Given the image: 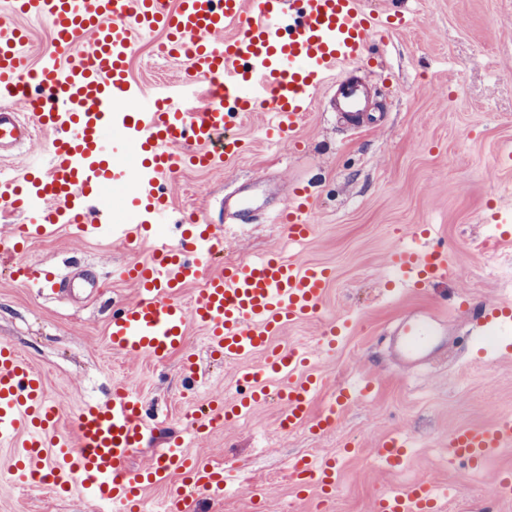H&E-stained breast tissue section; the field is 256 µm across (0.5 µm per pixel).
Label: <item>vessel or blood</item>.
<instances>
[{
    "instance_id": "b4317fda",
    "label": "vessel or blood",
    "mask_w": 512,
    "mask_h": 512,
    "mask_svg": "<svg viewBox=\"0 0 512 512\" xmlns=\"http://www.w3.org/2000/svg\"><path fill=\"white\" fill-rule=\"evenodd\" d=\"M11 14L46 21L52 42L29 64L25 28L0 21V160L15 149L48 137L47 162H33L18 176L0 174V210L20 217L9 247L21 254L27 242L63 222L76 236L115 239L132 245L152 226L168 223L170 202L161 184L184 162L216 168L238 157L241 141L228 135L231 112L271 113V139L292 137L315 103L353 124L370 118L367 85L355 71L378 24L361 0H8ZM162 33L172 57L185 59V84L205 101L188 111L182 94L149 97L129 73L141 34ZM261 205L258 181L225 195L221 208L244 219ZM309 194H287L278 216L297 241L312 230ZM224 244L220 226L199 233L182 229L174 240L157 238L151 261L126 266L138 288L133 301L113 312L107 325L112 350L166 362L184 346L189 323L201 325L212 353L236 364L240 396L215 401L212 411L231 420L247 414L279 377L280 426L292 431L314 422L334 429L355 398L338 388L317 420L310 401L320 378L303 374V351L271 341L293 323L319 318L331 282L328 268L269 254L213 270ZM398 276L433 283L448 270V254L423 247L400 252ZM20 282L39 280L56 289L53 272L11 263ZM200 291L191 303L178 294L190 284ZM482 335L512 328V308L496 306L479 317ZM437 315L402 317L391 331L394 353L408 367L435 360L448 347ZM264 353L257 368L250 359ZM59 403L49 400L41 375L9 344L0 345V443L12 452L0 468L25 479H42L56 493L79 489L113 512H140L151 486L171 489L170 512H189L198 493L220 499L236 480L231 470L187 456L180 443L153 449L150 462L133 463L157 425L139 395L120 386L111 398L89 402L75 417V439L58 430ZM512 440V421L454 433L453 457L479 464ZM290 469L302 488L330 497L335 460L301 458ZM183 475L174 485L175 475ZM441 494L427 481L377 496L374 512H437Z\"/></svg>"
}]
</instances>
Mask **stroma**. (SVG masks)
<instances>
[{"label": "stroma", "instance_id": "stroma-1", "mask_svg": "<svg viewBox=\"0 0 512 512\" xmlns=\"http://www.w3.org/2000/svg\"><path fill=\"white\" fill-rule=\"evenodd\" d=\"M363 7L382 20L362 63L378 125L359 129L318 105L294 138L273 143L265 135L271 114L252 112L233 123L244 142L236 160L218 169L188 164L166 182L173 223L197 216L222 225L219 263L275 251L331 271L322 317L293 324L280 341L313 355L307 371L324 386L312 413L337 387L370 383L334 430L304 425L281 432L282 407L272 397L193 437L210 399L237 393L235 366L210 357L204 328L189 324L184 348L162 366L116 354L107 340L113 308L136 296L119 270L147 260L149 246L84 240L64 224L29 241L33 268L94 274L98 295L82 303L0 270V342L41 374L46 395L61 404V431L73 434L84 403L133 385L157 407L160 439L183 438L188 455L234 470V498L197 496L198 512H372L376 496L422 479L446 490L441 512H484L490 505L512 512V499L494 498L498 478L512 475V445L478 467L448 455L450 433L512 417V358L501 349L512 334L488 337L481 353L467 343L476 312L512 304V239H496L499 214L512 211V0H363ZM160 40L157 33L140 36L129 63L132 77L149 90L185 75L183 60L157 56ZM256 178L311 190L307 239L293 240L287 225L276 222L277 193L251 223L226 222L224 194ZM420 224L449 256L446 278L425 288L398 280L392 266L397 252L419 247L413 232ZM424 308L446 322L453 341L436 362L406 370L390 359L388 334L401 317ZM338 319L347 324L343 335L333 350H322L321 331ZM190 355L204 379L193 389L183 374ZM394 436L408 455L388 471L375 451ZM302 456L337 460L329 500L314 489L301 493L291 478L289 467ZM255 479L268 482L258 500L248 487ZM22 498L31 512H110L80 492L59 497L0 473V512H14Z\"/></svg>", "mask_w": 512, "mask_h": 512}]
</instances>
